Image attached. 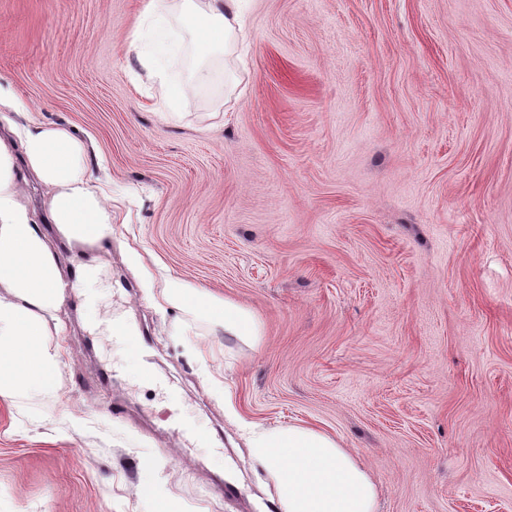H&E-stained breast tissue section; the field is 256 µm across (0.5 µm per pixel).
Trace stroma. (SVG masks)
<instances>
[{
    "mask_svg": "<svg viewBox=\"0 0 512 512\" xmlns=\"http://www.w3.org/2000/svg\"><path fill=\"white\" fill-rule=\"evenodd\" d=\"M142 2L0 0V131L67 127L112 199L83 253L24 189L95 278L47 322L55 390L0 397V512H274L244 427L300 423L381 512H512V0H248L239 91L216 60L176 121L127 46ZM158 59L190 78L179 22ZM161 294L166 303L180 306L200 320L224 324V330L235 336H261V324L254 313L203 288L172 278L165 282Z\"/></svg>",
    "mask_w": 512,
    "mask_h": 512,
    "instance_id": "stroma-1",
    "label": "stroma"
}]
</instances>
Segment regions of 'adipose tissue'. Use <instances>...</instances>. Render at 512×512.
<instances>
[{"mask_svg":"<svg viewBox=\"0 0 512 512\" xmlns=\"http://www.w3.org/2000/svg\"><path fill=\"white\" fill-rule=\"evenodd\" d=\"M243 0H145L143 18L164 36L171 17L184 19L198 57H238ZM84 145L67 128L40 126L19 138L0 136V397L54 388L59 361L46 346L44 316L57 310L64 282L59 262L21 203L26 171L48 188L45 209L58 232L95 246L112 224L106 196L94 191L82 162ZM166 303L223 324L236 336H257L254 313L173 278ZM251 455L270 473L280 512H379L380 490L360 459L328 433L291 424L251 431Z\"/></svg>","mask_w":512,"mask_h":512,"instance_id":"obj_1","label":"adipose tissue"}]
</instances>
